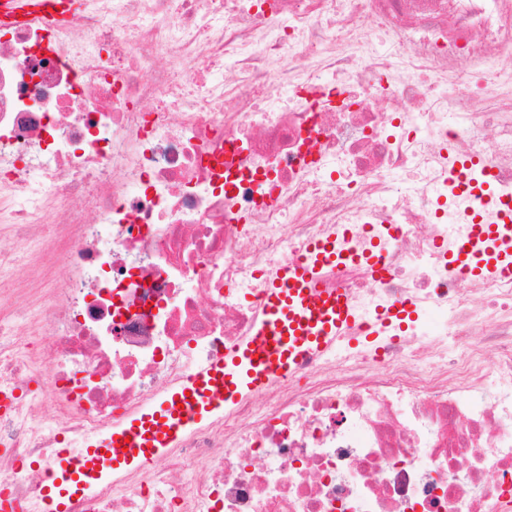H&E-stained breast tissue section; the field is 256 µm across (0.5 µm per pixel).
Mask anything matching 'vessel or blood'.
Returning <instances> with one entry per match:
<instances>
[{
    "label": "vessel or blood",
    "mask_w": 512,
    "mask_h": 512,
    "mask_svg": "<svg viewBox=\"0 0 512 512\" xmlns=\"http://www.w3.org/2000/svg\"><path fill=\"white\" fill-rule=\"evenodd\" d=\"M459 262L477 273L512 277V242L496 224H478L458 249ZM332 243L313 248L309 260L283 269L266 290L262 320L222 360L197 371L183 389L154 409L113 432L108 442L116 464L146 460L166 446L187 418L209 415L216 403L231 406L243 397L296 374L309 358L332 352L349 326L359 323L350 297L343 292L313 296L319 270L341 261ZM80 489L82 477L70 449H60L51 487Z\"/></svg>",
    "instance_id": "vessel-or-blood-1"
}]
</instances>
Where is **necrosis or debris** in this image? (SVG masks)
Segmentation results:
<instances>
[{"label":"necrosis or debris","mask_w":512,"mask_h":512,"mask_svg":"<svg viewBox=\"0 0 512 512\" xmlns=\"http://www.w3.org/2000/svg\"><path fill=\"white\" fill-rule=\"evenodd\" d=\"M512 0H24L0 19V502L251 335L284 266L372 329L68 512H512ZM41 278L22 293L13 273ZM46 386L48 396L38 393ZM501 224H476L464 245L457 250L458 261L476 273L512 277V243L500 233Z\"/></svg>","instance_id":"4bbe7bcc"}]
</instances>
